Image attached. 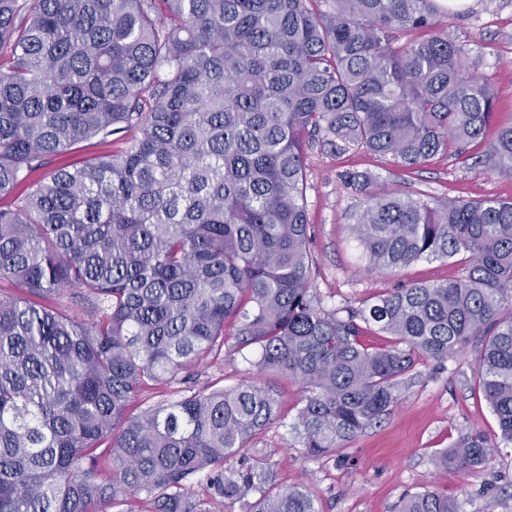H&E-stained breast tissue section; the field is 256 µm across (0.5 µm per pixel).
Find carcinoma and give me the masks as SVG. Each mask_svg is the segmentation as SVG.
Returning a JSON list of instances; mask_svg holds the SVG:
<instances>
[{"label":"carcinoma","instance_id":"1","mask_svg":"<svg viewBox=\"0 0 512 512\" xmlns=\"http://www.w3.org/2000/svg\"><path fill=\"white\" fill-rule=\"evenodd\" d=\"M434 0H0V512H197L204 480L251 512H319L261 463L224 460L278 424V391L213 385L135 411L226 337L304 391L313 458L388 415L416 358L478 344V385L512 444V200L430 202L350 171L369 267L468 254L341 317L313 285L307 153L416 169L470 159L497 93ZM135 132L121 152L50 169ZM479 162L512 175V121ZM70 292L71 305L62 303ZM371 331L392 337L369 349ZM467 433L438 465L468 469ZM398 512H458L429 489ZM133 134H128L124 140L113 142L110 146H92L90 145L94 141H91L86 144L83 148L78 149H70L66 151L65 153L58 155L56 158V163L58 165H70L73 163H77L81 161L85 155L91 152H98V151H120L126 148L129 145V139ZM128 139V140H127Z\"/></svg>","mask_w":512,"mask_h":512}]
</instances>
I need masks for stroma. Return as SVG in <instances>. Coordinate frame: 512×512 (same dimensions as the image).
I'll return each instance as SVG.
<instances>
[{"label": "stroma", "mask_w": 512, "mask_h": 512, "mask_svg": "<svg viewBox=\"0 0 512 512\" xmlns=\"http://www.w3.org/2000/svg\"><path fill=\"white\" fill-rule=\"evenodd\" d=\"M444 22L470 41L479 57L478 75L490 79L498 93L500 122L511 121L512 0H470L448 12ZM307 164L310 248L317 261L314 284L325 306L340 312L362 307L403 284L458 279L466 268L460 254L447 260L423 258L389 273L368 270L351 230L361 196L341 182V172L363 173L388 187L439 201L512 198V177L445 154L404 170L363 150L334 156L316 146L309 150ZM475 358L470 345L445 359L419 360L390 415L368 426L336 455L322 458L306 455L292 428L303 396L300 386L277 373L258 374L233 345L225 346L223 360L195 368L186 387L193 391L220 377L228 386L254 381L278 390L283 423L228 458L224 468L265 462L277 487H308L319 512H393L404 493L427 487L447 494L458 512H512V445L471 469H445L436 463L439 452L463 433L498 440L497 419L476 384Z\"/></svg>", "instance_id": "35a3bbf8"}]
</instances>
